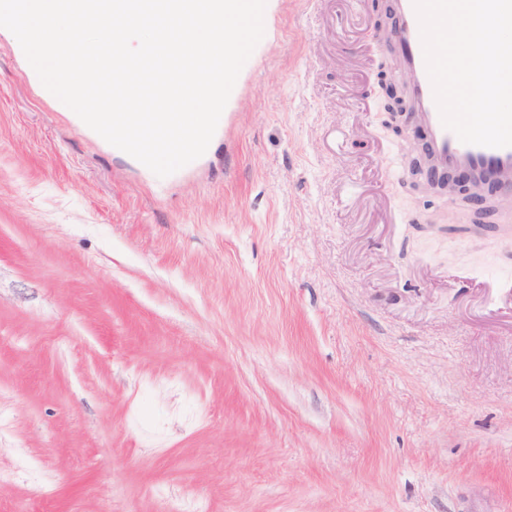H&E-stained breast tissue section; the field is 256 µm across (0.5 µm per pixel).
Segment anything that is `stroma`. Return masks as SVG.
<instances>
[{
	"label": "stroma",
	"mask_w": 512,
	"mask_h": 512,
	"mask_svg": "<svg viewBox=\"0 0 512 512\" xmlns=\"http://www.w3.org/2000/svg\"><path fill=\"white\" fill-rule=\"evenodd\" d=\"M325 10L164 178L0 34V512H512V208L417 187L376 0Z\"/></svg>",
	"instance_id": "stroma-1"
}]
</instances>
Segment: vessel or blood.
I'll use <instances>...</instances> for the list:
<instances>
[{
	"instance_id": "obj_1",
	"label": "vessel or blood",
	"mask_w": 512,
	"mask_h": 512,
	"mask_svg": "<svg viewBox=\"0 0 512 512\" xmlns=\"http://www.w3.org/2000/svg\"><path fill=\"white\" fill-rule=\"evenodd\" d=\"M393 10L397 23L389 37L405 70L406 92L413 107L412 121L425 133L427 174L469 171L496 181L500 192L512 193V147L465 144L443 126L426 70L413 0H393Z\"/></svg>"
}]
</instances>
